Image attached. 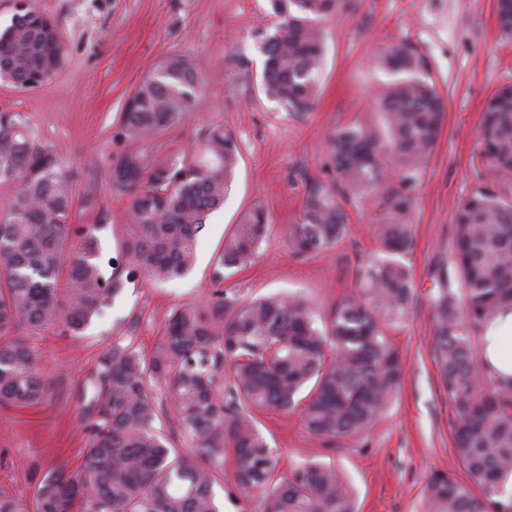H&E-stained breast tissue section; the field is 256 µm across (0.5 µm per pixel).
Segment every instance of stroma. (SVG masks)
<instances>
[{
  "label": "stroma",
  "mask_w": 512,
  "mask_h": 512,
  "mask_svg": "<svg viewBox=\"0 0 512 512\" xmlns=\"http://www.w3.org/2000/svg\"><path fill=\"white\" fill-rule=\"evenodd\" d=\"M55 17L67 64L47 86L21 90L0 83V110L21 113L39 141L53 146L72 173L78 205L71 224H97L102 260L117 256L129 222L128 199L110 189L112 162L139 149H188L204 131L223 127L241 151L231 191L199 236L193 269L158 284L145 275L127 284L113 307L77 336H37V364L49 379L45 404L0 407V491L27 494L33 471L56 462L79 466L84 436L78 392L100 350L119 339L150 351L177 305L204 301L215 262L235 224L262 203L270 226L253 263L226 270L224 285L251 299L290 294L327 312L358 292L357 270L374 257L370 216L348 205L346 240L322 255L293 256L286 228L296 223L314 181H327L326 136L354 121H380L374 106L392 77L376 58L398 41L414 46L447 99L440 138L424 166L413 208L414 247L404 261L426 283L433 260L453 248L455 206L475 180L472 156L487 99L512 84V39L500 36L495 0H347L323 22L326 55L319 95L298 115L258 88L264 57L258 30L275 18L269 0H35ZM172 53L192 56L205 92L194 112L152 141L121 135L124 106L143 76ZM433 320L419 296L391 336L408 358L401 390L366 434L329 443L313 437L300 413H257L258 426L289 473L312 459L333 463L351 482L359 512H420L428 476L451 465V410L430 358Z\"/></svg>",
  "instance_id": "stroma-1"
}]
</instances>
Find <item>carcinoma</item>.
I'll list each match as a JSON object with an SVG mask.
<instances>
[{"instance_id":"obj_1","label":"carcinoma","mask_w":512,"mask_h":512,"mask_svg":"<svg viewBox=\"0 0 512 512\" xmlns=\"http://www.w3.org/2000/svg\"><path fill=\"white\" fill-rule=\"evenodd\" d=\"M0 30V82L42 87L66 64L56 19L34 0ZM278 18L258 34L265 57L261 89L285 110L315 103L325 54L322 21L345 0H270ZM501 36L512 38V0H498ZM396 80L379 105L378 126L352 123L327 137L328 182L311 187L301 218L288 225L296 255L324 253L346 233L340 200L355 196L376 213L381 256L359 271L363 288L316 319L300 297L242 300L224 289V270L253 261L267 234L257 205L224 241L208 299L168 316L146 353L115 340L79 391L83 459L34 483L32 497L0 493V512H222L213 487L229 474L258 512H356L355 495L331 463L310 460L290 474L259 430L254 411L299 409L305 428L334 441L380 422L406 372L389 328L408 314L417 284L400 257L414 239L412 211L422 168L442 132L446 103L423 74L415 49L398 42L379 57ZM204 85L194 61L165 57L127 99L122 134L152 140L195 110ZM481 169L457 206L454 249L429 269L434 323L430 349L452 410V453L466 479L435 471L422 489V512H512V383L480 355L487 321L512 309V85L483 110ZM240 152L210 129L190 151H127L112 165V190L129 197L132 217L123 259L107 276L93 225L69 224L77 205L71 177L53 149L18 112L0 111V406L44 402L30 338L52 329L76 336L101 316L136 269L157 282L184 276L208 216L224 205ZM172 410L183 439L175 447L160 416Z\"/></svg>"}]
</instances>
